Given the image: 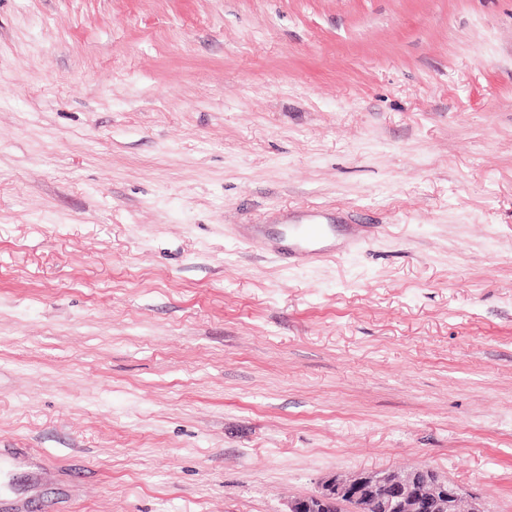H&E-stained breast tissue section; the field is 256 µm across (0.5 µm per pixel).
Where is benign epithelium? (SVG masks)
Returning <instances> with one entry per match:
<instances>
[{
    "instance_id": "1",
    "label": "benign epithelium",
    "mask_w": 512,
    "mask_h": 512,
    "mask_svg": "<svg viewBox=\"0 0 512 512\" xmlns=\"http://www.w3.org/2000/svg\"><path fill=\"white\" fill-rule=\"evenodd\" d=\"M344 502L354 512H489L482 498L430 468L333 475L316 493L290 499L287 512H338Z\"/></svg>"
}]
</instances>
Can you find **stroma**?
Segmentation results:
<instances>
[{"label":"stroma","mask_w":512,"mask_h":512,"mask_svg":"<svg viewBox=\"0 0 512 512\" xmlns=\"http://www.w3.org/2000/svg\"><path fill=\"white\" fill-rule=\"evenodd\" d=\"M415 467L512 512V0H0V512Z\"/></svg>","instance_id":"obj_1"}]
</instances>
